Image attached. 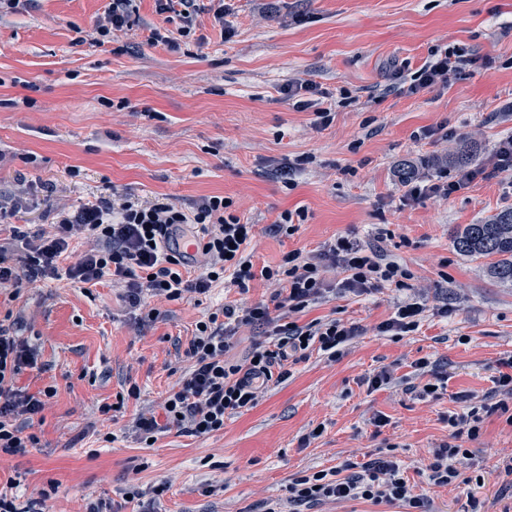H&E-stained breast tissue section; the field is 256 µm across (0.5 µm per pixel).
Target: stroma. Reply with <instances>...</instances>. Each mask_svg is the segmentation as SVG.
Listing matches in <instances>:
<instances>
[{
    "instance_id": "obj_1",
    "label": "stroma",
    "mask_w": 512,
    "mask_h": 512,
    "mask_svg": "<svg viewBox=\"0 0 512 512\" xmlns=\"http://www.w3.org/2000/svg\"><path fill=\"white\" fill-rule=\"evenodd\" d=\"M109 4L31 0L0 12V193L30 199L13 223L33 234L54 210L116 192L168 196L186 209L220 195L255 225L248 252L258 269L291 250L314 255L340 236L366 244L383 229L385 254L411 272L426 312L417 330L391 336L375 327L404 296L394 287L309 305L293 321L337 319L364 336L333 358L310 351L223 430L170 431L149 446L130 425L159 410L176 384L197 322L224 304L266 299L271 285L188 293L142 323L110 282L88 290L66 279L23 282L17 296L0 293V319L20 317L38 351L37 369L16 384L56 394L34 418L39 446L0 455V491L20 506L41 498L43 512H87L101 498L115 512L146 503L155 512H261L296 476L389 453L421 485L429 449L452 432L449 413L468 411L469 395L494 401L497 362L512 356V288L489 277L488 259L462 256L451 241L455 229L512 209V178L406 203L401 176L470 145L471 168L489 166L512 136V0H226L223 23L199 11L188 37L176 13L137 0L129 26L104 39L96 24ZM154 28L178 49L150 43ZM446 48L462 55V69L447 87L410 93L416 72ZM306 80L332 112L327 127L280 91ZM439 125L454 137L418 138ZM296 159L303 165L285 185L278 167ZM297 208L306 211L297 231L274 233L278 216ZM421 359L447 379L426 399L414 392L430 380L416 368ZM384 369L391 383L372 388ZM132 386L138 397L128 396ZM104 404L115 405L113 415L101 413ZM379 415L388 420L381 428ZM470 449L469 482L430 489L437 512H466L472 496L484 512H512L506 415L486 416Z\"/></svg>"
}]
</instances>
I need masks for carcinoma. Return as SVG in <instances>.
Instances as JSON below:
<instances>
[{"mask_svg":"<svg viewBox=\"0 0 512 512\" xmlns=\"http://www.w3.org/2000/svg\"><path fill=\"white\" fill-rule=\"evenodd\" d=\"M454 247L462 254L493 257L491 277L512 286V210H503L484 224H467L452 236Z\"/></svg>","mask_w":512,"mask_h":512,"instance_id":"carcinoma-1","label":"carcinoma"}]
</instances>
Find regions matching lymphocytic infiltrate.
<instances>
[{"instance_id":"1","label":"lymphocytic infiltrate","mask_w":512,"mask_h":512,"mask_svg":"<svg viewBox=\"0 0 512 512\" xmlns=\"http://www.w3.org/2000/svg\"><path fill=\"white\" fill-rule=\"evenodd\" d=\"M477 176L472 169L451 174L444 168L431 176L415 175L405 181L403 198L445 199ZM231 205L228 198L213 195L187 211L167 197L142 202L127 196L73 210L62 208L55 211L47 229L30 235L16 228L10 237L0 238V288L18 287L26 278H64L89 286L108 279L122 287L130 308L145 310L150 320L158 316L156 309L146 306L150 298L176 301L187 293L208 294L220 284L245 293L259 277L274 284L269 299L245 307L227 304L198 322L185 351L189 366L164 399L162 416L143 413L134 422L142 440L166 429L191 436L223 430L225 417L259 403L273 377L288 376L289 361L306 358L314 346L337 356L341 347L361 336L360 326L336 319H316L302 326L276 323L274 312H301L330 293L333 288L323 277L326 267L342 269L344 279L335 288L342 293L369 294L387 284L403 290L411 277L380 246L344 236L319 254L291 250L278 265L255 269L247 253L255 227L231 213ZM188 233L197 244L190 262L178 249L179 239ZM76 239L90 242V249L74 254L71 245ZM17 240L26 249L21 274L5 262ZM241 325L267 326V337L255 343L244 359L233 360L228 353ZM36 365V348L16 336L13 325L0 322V453H22L39 442L31 431L33 419L42 411L44 398L53 397L55 391L44 389L38 397L16 385L22 369ZM500 365L499 400L450 415V441L429 449L421 470L425 491H416L393 457L379 456L360 464L346 462L340 470L297 476L288 486L285 503H265L263 512H310L319 505L357 500L398 504L407 512H434L429 489L463 479L470 467L466 445L479 439L485 415L512 410V356Z\"/></svg>"}]
</instances>
